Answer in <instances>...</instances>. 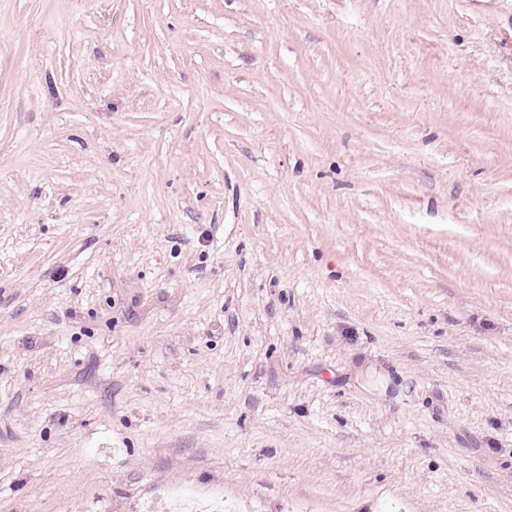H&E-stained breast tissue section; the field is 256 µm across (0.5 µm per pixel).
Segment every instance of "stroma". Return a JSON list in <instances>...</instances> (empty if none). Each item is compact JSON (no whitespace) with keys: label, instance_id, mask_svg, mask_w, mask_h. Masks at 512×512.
<instances>
[{"label":"stroma","instance_id":"35a3bbf8","mask_svg":"<svg viewBox=\"0 0 512 512\" xmlns=\"http://www.w3.org/2000/svg\"><path fill=\"white\" fill-rule=\"evenodd\" d=\"M512 512V0H0V512Z\"/></svg>","mask_w":512,"mask_h":512}]
</instances>
